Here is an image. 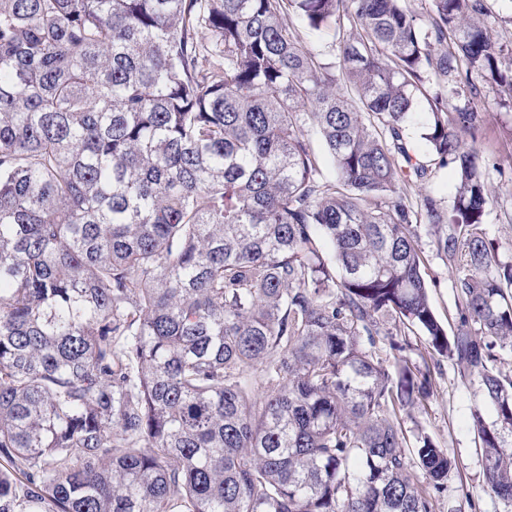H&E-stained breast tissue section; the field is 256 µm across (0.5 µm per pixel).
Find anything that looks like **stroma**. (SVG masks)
<instances>
[{"label": "stroma", "mask_w": 512, "mask_h": 512, "mask_svg": "<svg viewBox=\"0 0 512 512\" xmlns=\"http://www.w3.org/2000/svg\"><path fill=\"white\" fill-rule=\"evenodd\" d=\"M499 89L488 84L475 105L485 112L486 123L475 146L484 164L489 201L484 217L488 236L499 247L501 260H512V108L498 104ZM425 278L432 306L449 333H456L459 320L455 307L452 277L446 263L432 247H425ZM434 384L425 409L405 417L407 433L423 430L441 447L447 448L457 466L445 482L435 512H512V504L491 494L485 486V457L470 429V414L479 401L477 381L461 379L449 359L431 367Z\"/></svg>", "instance_id": "1"}]
</instances>
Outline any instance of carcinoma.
I'll return each instance as SVG.
<instances>
[{"mask_svg": "<svg viewBox=\"0 0 512 512\" xmlns=\"http://www.w3.org/2000/svg\"><path fill=\"white\" fill-rule=\"evenodd\" d=\"M490 24L487 0H0V512H435L455 458L419 431L417 476L402 427L430 367L374 351L416 330L479 379L512 503V261L465 139L480 85L512 106ZM449 164L452 208L413 205ZM283 23L288 26L292 31H295L308 47L314 52L319 54V57L327 63L336 62V52L331 47L329 38L319 37L315 34L310 33L301 20L293 14L285 16ZM425 278L428 284L432 306L438 319L447 328L448 335L453 336L459 328V320L455 307L452 277L448 266L439 258L427 238L422 237Z\"/></svg>", "mask_w": 512, "mask_h": 512, "instance_id": "carcinoma-1", "label": "carcinoma"}]
</instances>
